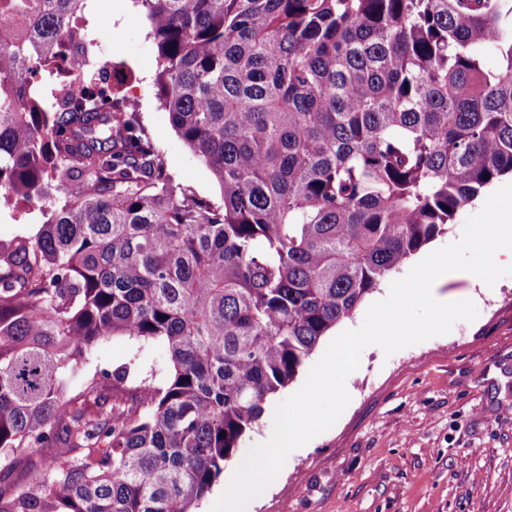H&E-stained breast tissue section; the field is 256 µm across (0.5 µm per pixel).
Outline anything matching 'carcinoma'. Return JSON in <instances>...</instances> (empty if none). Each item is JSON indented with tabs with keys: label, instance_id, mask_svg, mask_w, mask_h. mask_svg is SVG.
Returning <instances> with one entry per match:
<instances>
[{
	"label": "carcinoma",
	"instance_id": "cac0c4a2",
	"mask_svg": "<svg viewBox=\"0 0 512 512\" xmlns=\"http://www.w3.org/2000/svg\"><path fill=\"white\" fill-rule=\"evenodd\" d=\"M91 2L0 0V205L52 203L0 244V459L53 449L0 512H195L321 338L512 174V0H133L220 206L124 100L44 108ZM114 336L166 343L161 385L68 395Z\"/></svg>",
	"mask_w": 512,
	"mask_h": 512
}]
</instances>
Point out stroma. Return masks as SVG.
<instances>
[{
    "label": "stroma",
    "instance_id": "stroma-1",
    "mask_svg": "<svg viewBox=\"0 0 512 512\" xmlns=\"http://www.w3.org/2000/svg\"><path fill=\"white\" fill-rule=\"evenodd\" d=\"M89 27L114 67L105 76L133 103L175 183L218 204L221 188L174 130L156 98L155 44L131 0H93ZM476 200L447 233L383 280L370 302L387 297L424 255L458 241ZM439 295L473 299L475 321L384 355L367 347L347 379L351 401L338 421L289 456L246 512H512V276L471 289L438 285ZM128 366L134 380L162 378L163 343L114 337L100 343L83 377Z\"/></svg>",
    "mask_w": 512,
    "mask_h": 512
}]
</instances>
